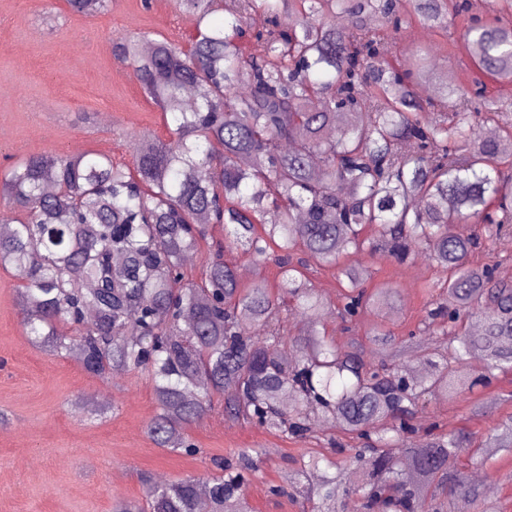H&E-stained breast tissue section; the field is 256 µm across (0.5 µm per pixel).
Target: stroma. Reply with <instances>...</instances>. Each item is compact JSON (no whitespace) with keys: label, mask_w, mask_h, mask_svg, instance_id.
<instances>
[{"label":"stroma","mask_w":512,"mask_h":512,"mask_svg":"<svg viewBox=\"0 0 512 512\" xmlns=\"http://www.w3.org/2000/svg\"><path fill=\"white\" fill-rule=\"evenodd\" d=\"M193 31L175 0H112L110 11L89 17L70 13L65 0H0V168L33 154L83 150L133 165L139 132L164 141L169 133L131 68L114 58L113 35L149 32L183 45ZM307 274L329 300L322 319L328 334L340 347L357 343L370 363V329L381 325L404 337L425 315V286L443 276L421 253L402 266L374 259L372 283L395 282L397 301L345 324L336 312L335 271L312 262ZM19 301L15 274L0 268V512H112L116 499H143L145 478L203 477L214 460L245 448L256 451V473L245 488L252 512H310L303 497H275L269 489L294 478L308 484L298 463L321 450L327 423L294 439L211 414L188 430L199 455L169 453L147 433L158 412L149 376L102 379L76 359L36 347ZM510 417L512 373L499 372L461 397L426 398L412 423L419 438L434 425L480 437ZM461 472L481 473L485 501L512 512V451L464 461Z\"/></svg>","instance_id":"stroma-1"}]
</instances>
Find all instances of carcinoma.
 Returning a JSON list of instances; mask_svg holds the SVG:
<instances>
[{
    "instance_id": "obj_1",
    "label": "carcinoma",
    "mask_w": 512,
    "mask_h": 512,
    "mask_svg": "<svg viewBox=\"0 0 512 512\" xmlns=\"http://www.w3.org/2000/svg\"><path fill=\"white\" fill-rule=\"evenodd\" d=\"M73 14L106 13L112 0H66ZM195 19L187 46L116 34V60L175 125L169 141L140 136L134 166L85 150L20 158L0 171V267L19 279L34 345L78 360L90 374L144 371L159 413L158 448L201 453L186 433L220 408L224 418L303 437L310 420L361 441V480L312 459L317 512H442L443 494L480 491L460 458L512 450V418L477 439L458 430L401 447L419 404L471 392L512 372V280L471 256L512 232V106L485 79L512 83V0L497 18L472 0H177ZM266 25L254 31L250 17ZM229 19L213 22L217 14ZM295 15L285 26L281 17ZM381 26L375 27L374 20ZM474 50L472 85L428 97L448 24ZM416 23L445 38L397 68L396 35ZM224 226L199 280L183 256L208 227ZM474 225L481 234L467 233ZM240 247L279 268L281 295L243 283L220 253ZM425 251L446 273L427 285L432 308L416 334L436 337L431 370L402 373L404 340L376 329L377 363L340 350L311 318L327 299L292 263L301 252L346 279L338 314L383 311L396 293L364 288L369 270L349 256L406 263ZM298 319L297 334L288 315ZM71 326L74 334L62 330ZM486 373L474 377V359ZM249 455L221 473L151 483L145 499L113 512H249Z\"/></svg>"
}]
</instances>
